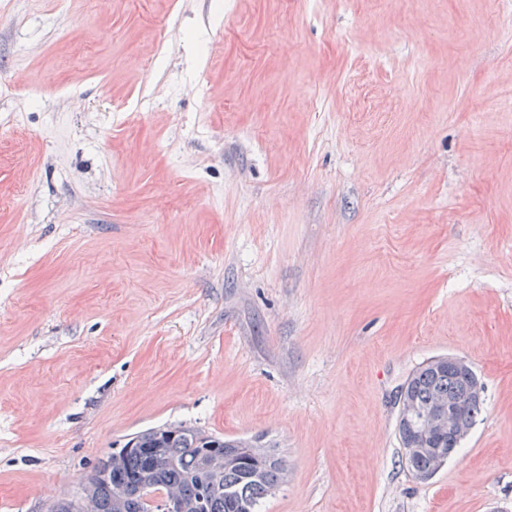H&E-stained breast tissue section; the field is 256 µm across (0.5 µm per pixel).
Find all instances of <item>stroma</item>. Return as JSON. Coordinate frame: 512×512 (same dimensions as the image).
I'll return each instance as SVG.
<instances>
[{
	"label": "stroma",
	"instance_id": "1",
	"mask_svg": "<svg viewBox=\"0 0 512 512\" xmlns=\"http://www.w3.org/2000/svg\"><path fill=\"white\" fill-rule=\"evenodd\" d=\"M168 424L282 456L260 512H512V0H0V512ZM443 358L448 365L432 359L417 367L403 385L406 390L402 388L400 391V416L413 417L410 427L419 432L415 439L404 443L401 440L405 431L401 423H398V434L405 458L420 452H436L442 455L444 460L449 461L461 446L454 437H461L460 441L464 440L471 429L464 419L466 406L470 404L466 415L467 421L472 425L481 412L482 404H471L472 401L480 402L484 393L483 383L476 372L462 358L451 355ZM448 369L453 370L465 386L461 399L450 400L459 396L463 389L459 378ZM413 401L421 408L434 402L435 404L419 412ZM442 432L447 433L439 441L438 448H435V436Z\"/></svg>",
	"mask_w": 512,
	"mask_h": 512
}]
</instances>
